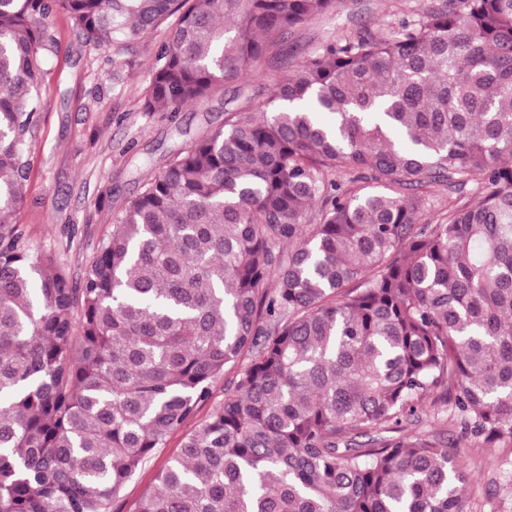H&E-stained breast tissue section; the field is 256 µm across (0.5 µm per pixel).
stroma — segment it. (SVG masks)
I'll use <instances>...</instances> for the list:
<instances>
[{"label":"stroma","mask_w":512,"mask_h":512,"mask_svg":"<svg viewBox=\"0 0 512 512\" xmlns=\"http://www.w3.org/2000/svg\"><path fill=\"white\" fill-rule=\"evenodd\" d=\"M419 0H341L332 12L311 18L292 36L302 52L315 51L340 30L364 22L391 23ZM51 41L44 50V86L50 103L41 113L29 153L30 170L18 214L31 244L57 252L71 280L82 277L115 215L140 190L148 174L144 158L163 164L167 151L183 140L175 127L201 136L224 122L223 95L178 113L144 109L146 87L165 28L151 32L139 47L122 89L112 87V52L86 45L67 13L49 22ZM184 433L174 432L165 447L127 484L114 512H135L157 471L178 454ZM458 462L469 476L470 512H512V450L490 448L473 438Z\"/></svg>","instance_id":"obj_1"}]
</instances>
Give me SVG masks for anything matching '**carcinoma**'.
<instances>
[{
	"mask_svg": "<svg viewBox=\"0 0 512 512\" xmlns=\"http://www.w3.org/2000/svg\"><path fill=\"white\" fill-rule=\"evenodd\" d=\"M335 8L0 0V512H111L190 422L135 512H466L464 441L512 447V0H425L258 81ZM57 11L115 88L174 18L146 112L238 84L78 282L17 223Z\"/></svg>",
	"mask_w": 512,
	"mask_h": 512,
	"instance_id": "1",
	"label": "carcinoma"
}]
</instances>
